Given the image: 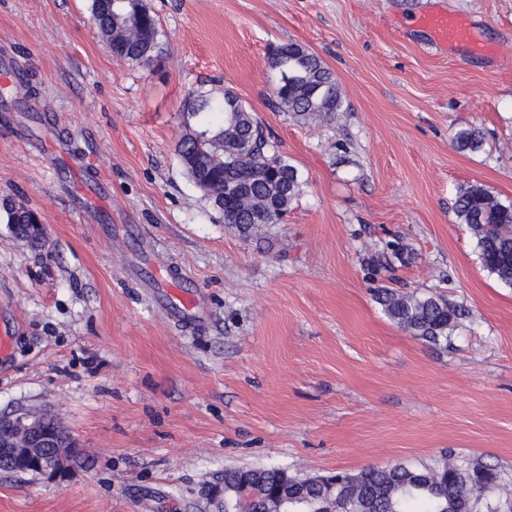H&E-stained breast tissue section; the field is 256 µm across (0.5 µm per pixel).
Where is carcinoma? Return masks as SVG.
<instances>
[{"instance_id": "cac0c4a2", "label": "carcinoma", "mask_w": 512, "mask_h": 512, "mask_svg": "<svg viewBox=\"0 0 512 512\" xmlns=\"http://www.w3.org/2000/svg\"><path fill=\"white\" fill-rule=\"evenodd\" d=\"M92 17L112 55L143 61L155 53L159 35L155 17L142 0H92ZM281 77L276 97L281 111L301 124L331 121L343 111V97L336 77L316 54L296 42L277 47L272 55ZM194 101L188 112L192 135L177 144L180 164L190 179L196 173L209 178L207 199L244 236L257 234L290 208L300 194V176L267 138L253 109L230 90L216 98L208 90L187 96ZM460 152L483 146L477 128L456 134ZM6 223L19 239L40 240L31 230L33 212L13 206L5 209ZM455 213L476 239L482 267L501 284L512 288V203L499 201L482 184L460 190ZM378 300L386 316L410 335L437 343L448 338L458 319L457 310L436 296L397 294L382 290ZM285 471L277 468L224 470V512L243 508L242 490L258 493L256 512H498L497 499L511 494L497 483L492 469L475 464L464 467L446 458L433 467L393 464L368 466L355 474L320 478L308 487V496L283 504L275 490Z\"/></svg>"}]
</instances>
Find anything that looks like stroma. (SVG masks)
Masks as SVG:
<instances>
[{"label":"stroma","instance_id":"1","mask_svg":"<svg viewBox=\"0 0 512 512\" xmlns=\"http://www.w3.org/2000/svg\"><path fill=\"white\" fill-rule=\"evenodd\" d=\"M91 3L0 0V202L45 236L0 215V414L48 409L77 449L57 480L0 471V512H209L231 467L448 456L512 487V288L454 212L476 182L512 202V0H145L147 65L112 56ZM439 11L466 41L417 26ZM288 42L336 75L339 121L279 110L270 59ZM227 88L301 180L258 237L177 156L187 92ZM469 126L481 151L452 145ZM381 288L460 317L429 343L389 320ZM6 215L7 224H11V230L13 235L19 239H28V240H41L42 239V225L40 223L39 217L35 215L34 223H33V212L26 209L25 207H16L13 206L11 208H4ZM31 224L34 225V229L39 232L36 233L31 230Z\"/></svg>","mask_w":512,"mask_h":512}]
</instances>
